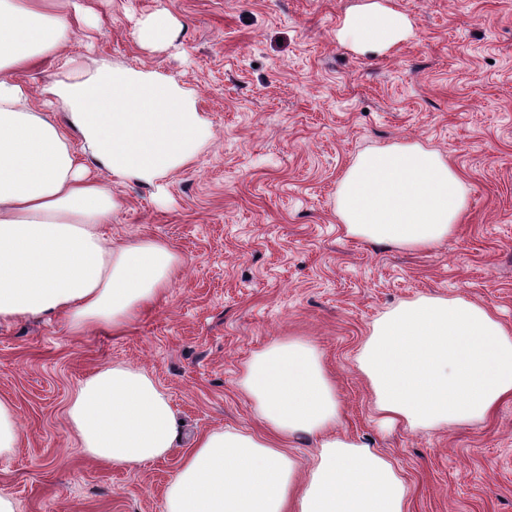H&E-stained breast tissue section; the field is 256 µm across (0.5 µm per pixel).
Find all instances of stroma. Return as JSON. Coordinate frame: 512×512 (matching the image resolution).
<instances>
[{"mask_svg": "<svg viewBox=\"0 0 512 512\" xmlns=\"http://www.w3.org/2000/svg\"><path fill=\"white\" fill-rule=\"evenodd\" d=\"M77 64L154 69L191 92L212 138L163 190L118 187L105 232L167 243L183 261L165 298L123 334L62 320L0 322V399L18 447L0 457L17 512H165L196 436L257 432L241 389L254 352L310 341L345 416L339 434L393 459L409 512H512V399L449 430L380 429L355 367L372 322L421 296H461L512 327V0H82ZM409 34L375 55L341 36L370 4ZM167 10L170 42L140 46L138 22ZM438 150L467 208L431 251L347 236L336 190L358 154L394 142ZM114 362L144 369L181 421L163 458L112 466L67 428L78 384Z\"/></svg>", "mask_w": 512, "mask_h": 512, "instance_id": "1", "label": "stroma"}]
</instances>
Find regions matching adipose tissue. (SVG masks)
<instances>
[{
	"label": "adipose tissue",
	"mask_w": 512,
	"mask_h": 512,
	"mask_svg": "<svg viewBox=\"0 0 512 512\" xmlns=\"http://www.w3.org/2000/svg\"><path fill=\"white\" fill-rule=\"evenodd\" d=\"M85 16L80 8L60 15L55 0H0V319L60 318L74 333H118L171 288L181 259L151 239L105 237L121 207L114 189L162 187L211 132L191 93L157 71L75 67L64 48ZM408 31L400 13L381 8L353 16L344 35L378 53ZM48 56L65 75L43 87L36 106L21 74ZM87 157L104 179L89 175ZM465 209L459 175L415 142L359 154L337 191L347 236L410 250L448 239ZM356 367L384 425L480 422L512 397V328L488 306L422 296L373 322ZM241 387L263 433L197 437L166 512H408L397 464L338 434L343 407L309 341L291 337L255 352ZM67 421L91 458L113 465L161 458L178 433L155 381L123 363L79 383ZM300 436L319 442L304 470L286 449Z\"/></svg>",
	"instance_id": "1"
}]
</instances>
